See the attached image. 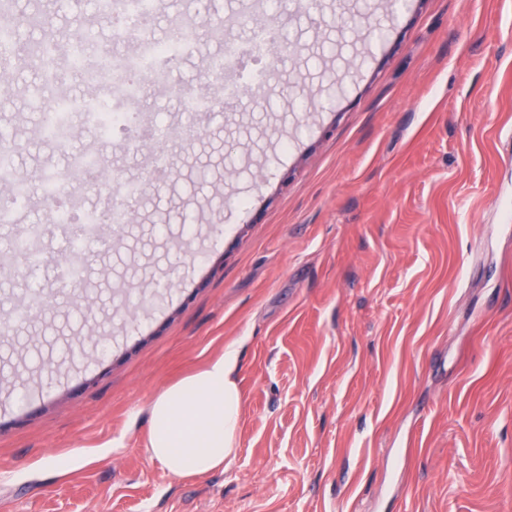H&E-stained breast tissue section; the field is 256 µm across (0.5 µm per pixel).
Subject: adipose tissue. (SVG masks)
Listing matches in <instances>:
<instances>
[{
    "label": "adipose tissue",
    "instance_id": "1",
    "mask_svg": "<svg viewBox=\"0 0 512 512\" xmlns=\"http://www.w3.org/2000/svg\"><path fill=\"white\" fill-rule=\"evenodd\" d=\"M237 350L164 388L150 405L149 457L169 474L227 469L238 452L241 397L233 377Z\"/></svg>",
    "mask_w": 512,
    "mask_h": 512
}]
</instances>
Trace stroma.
Wrapping results in <instances>:
<instances>
[{"label": "stroma", "instance_id": "stroma-1", "mask_svg": "<svg viewBox=\"0 0 512 512\" xmlns=\"http://www.w3.org/2000/svg\"><path fill=\"white\" fill-rule=\"evenodd\" d=\"M44 2L53 28L130 50ZM374 2L319 0L347 14L340 36L265 0L295 52L172 139L159 183L136 134L84 124L62 149L26 99L0 100L45 228L30 282L0 274V512H512V0H406L393 19ZM188 12L230 38L249 28L243 0H157L143 31L163 40ZM202 36L173 90L143 88L150 125H185L176 91L198 81ZM301 79L314 108L289 94ZM87 146L112 171L97 206L130 178L144 194L64 288L41 177ZM231 344L238 455L170 475L143 448L150 404Z\"/></svg>", "mask_w": 512, "mask_h": 512}]
</instances>
